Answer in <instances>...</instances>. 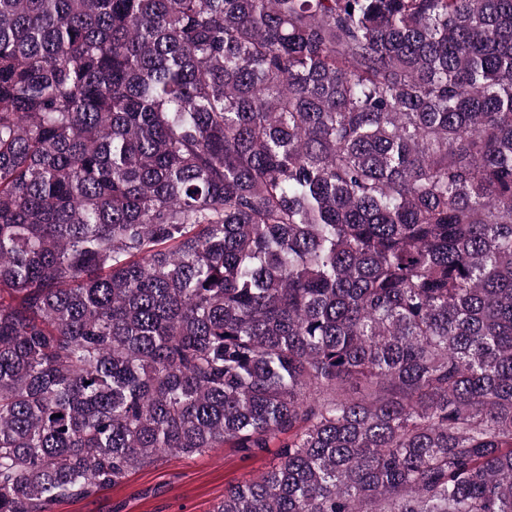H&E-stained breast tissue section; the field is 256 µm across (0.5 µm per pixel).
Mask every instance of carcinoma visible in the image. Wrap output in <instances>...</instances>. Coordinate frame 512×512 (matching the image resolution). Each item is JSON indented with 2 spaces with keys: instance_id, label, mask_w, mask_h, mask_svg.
Returning <instances> with one entry per match:
<instances>
[{
  "instance_id": "1",
  "label": "carcinoma",
  "mask_w": 512,
  "mask_h": 512,
  "mask_svg": "<svg viewBox=\"0 0 512 512\" xmlns=\"http://www.w3.org/2000/svg\"><path fill=\"white\" fill-rule=\"evenodd\" d=\"M224 447L512 512V0H0V512Z\"/></svg>"
}]
</instances>
